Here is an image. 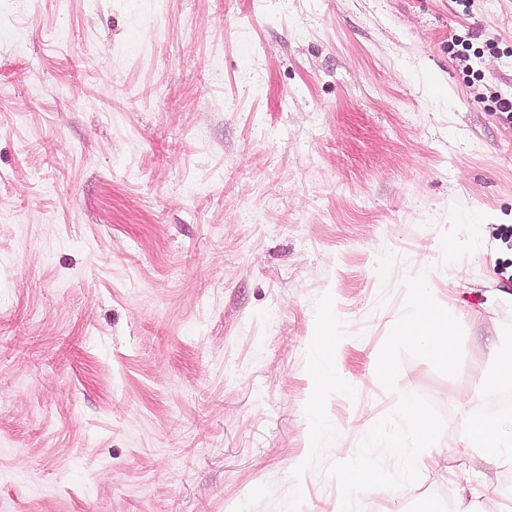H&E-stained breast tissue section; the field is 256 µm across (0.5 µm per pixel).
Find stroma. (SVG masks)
<instances>
[{
  "label": "stroma",
  "mask_w": 512,
  "mask_h": 512,
  "mask_svg": "<svg viewBox=\"0 0 512 512\" xmlns=\"http://www.w3.org/2000/svg\"><path fill=\"white\" fill-rule=\"evenodd\" d=\"M497 94L512 0H0V512H336L341 448L367 512H454L508 414ZM424 296L451 365L398 334ZM405 397L441 440L402 495ZM481 383L486 389L512 387L511 346L500 345L481 374ZM463 444L481 457L486 463L498 466L503 460L512 457V430L509 432L499 422L483 416H473L465 420ZM338 452L348 463L343 474V485L346 490L365 491L380 483L382 478L378 470L365 462L355 448H341Z\"/></svg>",
  "instance_id": "stroma-1"
}]
</instances>
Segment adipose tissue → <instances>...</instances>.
<instances>
[{
    "instance_id": "1",
    "label": "adipose tissue",
    "mask_w": 512,
    "mask_h": 512,
    "mask_svg": "<svg viewBox=\"0 0 512 512\" xmlns=\"http://www.w3.org/2000/svg\"><path fill=\"white\" fill-rule=\"evenodd\" d=\"M399 334L408 342L425 349L432 357L443 362H452L455 354L456 329L447 308L440 307L428 299H420L414 311L399 329ZM401 415L406 428L399 445L405 448L404 463L407 469L414 470L420 465L416 449L430 446L439 438L435 420L411 399L401 403ZM463 444L481 457L486 463L497 466L512 458V431L499 422L483 416H473L465 420ZM348 466L343 474L346 489L336 505V512H349L353 500L351 491H365L379 484L381 476L377 469L364 461L361 453L353 448L341 451Z\"/></svg>"
}]
</instances>
